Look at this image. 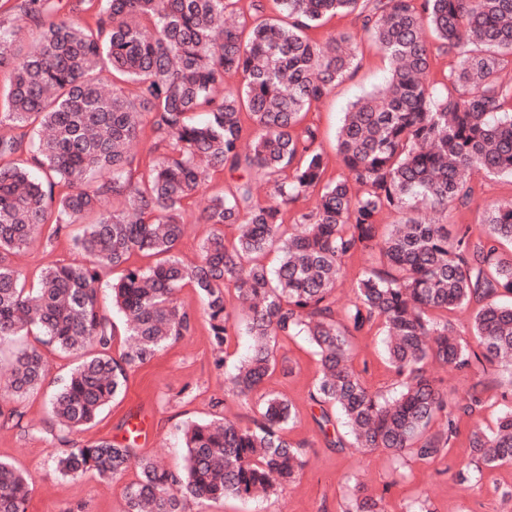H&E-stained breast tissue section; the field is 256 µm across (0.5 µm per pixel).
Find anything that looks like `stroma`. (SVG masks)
I'll return each instance as SVG.
<instances>
[{"label": "stroma", "mask_w": 512, "mask_h": 512, "mask_svg": "<svg viewBox=\"0 0 512 512\" xmlns=\"http://www.w3.org/2000/svg\"><path fill=\"white\" fill-rule=\"evenodd\" d=\"M341 32L357 35L356 65L350 77L336 84L330 95L307 119L320 129V144L328 160L329 176L341 173L336 153V131L343 112L362 93L378 89L384 83L388 66L378 47L363 33L353 15L329 18L314 31L321 40ZM482 191L466 209H449L443 221L448 226L470 225L481 234L482 211L490 204L512 200V179L482 177ZM73 231L62 233L51 248L34 242L12 258L13 266L27 283H36L41 269L58 261H82L75 248ZM248 346L247 337H239L223 369H215L209 326L199 317L194 331L163 347L148 363L128 376L125 392L90 425L61 441L52 428L49 396L61 378L77 363V356L48 348L44 354L49 372L37 391L27 397L0 399V404L16 409L17 417L0 418V459L26 473L32 482L27 512H121L123 491L135 480V470H128L113 480L86 472L75 476L59 475L53 461L67 445H83L99 440H119L124 424L139 416L144 418L148 439L137 442L140 455L157 456L171 470L184 464L182 435L187 425L227 416L248 422L256 413L254 404H245L224 391V381ZM356 368L364 369V378L372 390L383 395L394 391L383 358V337L375 332L355 337ZM278 359L286 360L290 374L275 373L265 384L266 390L286 397L297 410V419L289 432L294 441L306 444L305 466L295 482L276 495L257 501L225 499L188 502L187 512H343L358 487L382 495L388 512H406L418 496L429 498L435 512H512V498L499 494L500 488L512 487V466L485 474L479 485L466 488L456 483L454 473L467 462L463 442H456L448 456V469L415 460L398 464L386 454L362 453L351 448L328 447L314 418L318 405L309 398L318 368L313 347L298 336L279 345Z\"/></svg>", "instance_id": "obj_1"}]
</instances>
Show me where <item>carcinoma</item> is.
I'll use <instances>...</instances> for the list:
<instances>
[{
	"mask_svg": "<svg viewBox=\"0 0 512 512\" xmlns=\"http://www.w3.org/2000/svg\"><path fill=\"white\" fill-rule=\"evenodd\" d=\"M100 0L96 26L51 20L52 0H21L41 28L25 49L0 24V344L35 332L64 352L96 353L73 368L51 398L62 431L93 423L123 390L129 371L195 327L196 313L176 293L195 288L217 357L237 336L249 337L226 391L259 417L192 423L184 430V467L175 472L138 454V434L72 448L55 461L64 476L93 471L118 478L134 467L122 512H185V502L259 499L299 476L302 443L288 438L296 411L264 390L288 367L279 342L304 336L319 366L310 400L330 447L382 450L423 464L443 462L459 435V416L473 417L488 385L477 379L461 400L428 374L439 362L464 373L506 368L503 400H512V204L486 209L484 235L470 226L412 216L467 208L475 175L512 176V0ZM355 13L389 63L385 87L354 101L336 134L343 172L328 179L319 128L306 122L350 72L357 43L349 34L317 41L308 31L326 16ZM457 58L446 83L429 79L432 58ZM229 74L241 87L218 95ZM131 83L127 96L121 85ZM147 118L155 135L145 154L131 144ZM224 187L197 203L209 173ZM270 200L255 192L257 179ZM315 206L297 210L301 199ZM209 228L199 260L177 253L185 215ZM405 212L379 232L386 212ZM93 214L76 247L82 264L53 263L26 287L11 257L37 238L50 245ZM235 234L227 238L224 229ZM277 248L276 262L262 261ZM139 252L155 258L129 264ZM376 254L373 268L339 307L336 283L345 259ZM122 269L112 306L124 318L126 350L110 354L118 326L103 308L101 272ZM472 306L475 344L448 319ZM384 335L390 397L367 386L354 365L351 339ZM47 365L36 346L15 355L0 388L14 398L37 389ZM342 420L345 435L330 428ZM459 485L512 464V409L495 427L475 424ZM28 478L0 460V512H26ZM343 512H386L383 497L362 489Z\"/></svg>",
	"mask_w": 512,
	"mask_h": 512,
	"instance_id": "obj_1",
	"label": "carcinoma"
}]
</instances>
